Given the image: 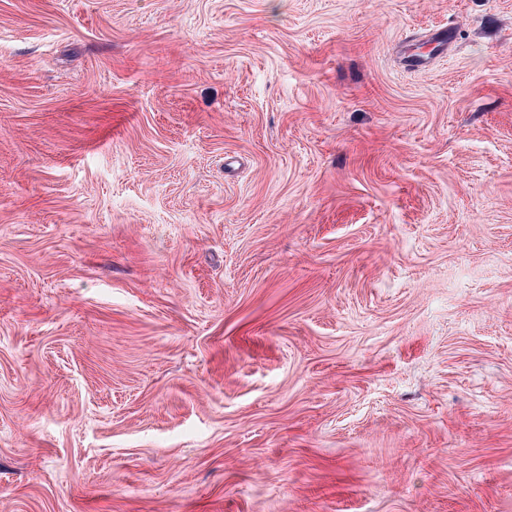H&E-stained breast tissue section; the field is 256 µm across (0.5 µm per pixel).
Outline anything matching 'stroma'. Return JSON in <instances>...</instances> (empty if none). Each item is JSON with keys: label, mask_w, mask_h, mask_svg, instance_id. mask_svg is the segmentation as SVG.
Masks as SVG:
<instances>
[{"label": "stroma", "mask_w": 512, "mask_h": 512, "mask_svg": "<svg viewBox=\"0 0 512 512\" xmlns=\"http://www.w3.org/2000/svg\"><path fill=\"white\" fill-rule=\"evenodd\" d=\"M0 512H512V0H0ZM454 33L447 26L435 29L427 38L428 52L414 53L408 56L409 62L416 70H424L432 62L435 55L450 51Z\"/></svg>", "instance_id": "obj_1"}]
</instances>
